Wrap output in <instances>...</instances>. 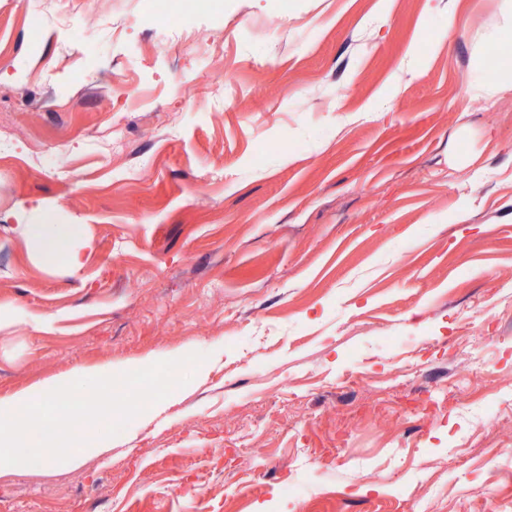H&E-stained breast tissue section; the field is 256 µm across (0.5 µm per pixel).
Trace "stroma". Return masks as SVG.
I'll return each mask as SVG.
<instances>
[{
    "instance_id": "obj_1",
    "label": "stroma",
    "mask_w": 512,
    "mask_h": 512,
    "mask_svg": "<svg viewBox=\"0 0 512 512\" xmlns=\"http://www.w3.org/2000/svg\"><path fill=\"white\" fill-rule=\"evenodd\" d=\"M214 2L0 0V398L205 356L0 512H512V0ZM43 224H23L19 230L27 234L35 233L41 244L43 255L48 259L64 260L67 267L78 270L83 266L84 253L70 246L76 224H52L47 215H43Z\"/></svg>"
}]
</instances>
